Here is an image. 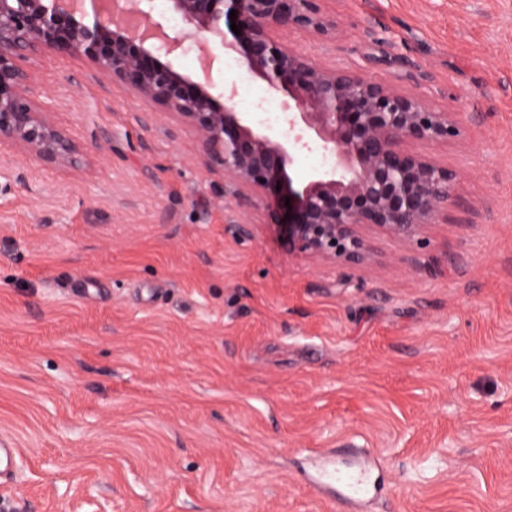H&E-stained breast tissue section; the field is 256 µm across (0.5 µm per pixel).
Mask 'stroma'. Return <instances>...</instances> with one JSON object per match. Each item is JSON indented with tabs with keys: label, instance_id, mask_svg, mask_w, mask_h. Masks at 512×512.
<instances>
[{
	"label": "stroma",
	"instance_id": "obj_1",
	"mask_svg": "<svg viewBox=\"0 0 512 512\" xmlns=\"http://www.w3.org/2000/svg\"><path fill=\"white\" fill-rule=\"evenodd\" d=\"M276 32L461 114L407 142L456 180L420 242L349 266L224 199L196 136L80 56L28 65L79 165L0 144V512H351L310 451L368 448L369 512H512V0H324ZM233 77L239 111L276 100ZM250 233L238 235L237 223Z\"/></svg>",
	"mask_w": 512,
	"mask_h": 512
}]
</instances>
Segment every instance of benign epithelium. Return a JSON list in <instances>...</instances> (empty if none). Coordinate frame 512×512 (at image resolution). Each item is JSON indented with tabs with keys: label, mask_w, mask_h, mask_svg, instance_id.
Listing matches in <instances>:
<instances>
[{
	"label": "benign epithelium",
	"mask_w": 512,
	"mask_h": 512,
	"mask_svg": "<svg viewBox=\"0 0 512 512\" xmlns=\"http://www.w3.org/2000/svg\"><path fill=\"white\" fill-rule=\"evenodd\" d=\"M167 2L187 27L179 40L157 21L154 39L132 35L114 23L112 0H0V143L43 162H76L79 148L38 104L25 62L45 52L80 55L190 128L207 166L223 173L224 193L240 208L263 205L266 222L293 253L360 264L368 258L361 227L413 242L448 207L456 174L404 144L447 140L459 131L460 113L436 112L385 84L329 71L275 41V32L289 28L328 33L321 0ZM154 10L155 0L131 2L140 19H153ZM199 42L238 54L252 77L282 97L284 132L237 111L236 80L225 79L217 92L169 59ZM314 147L333 163L294 184L296 155Z\"/></svg>",
	"instance_id": "1"
}]
</instances>
